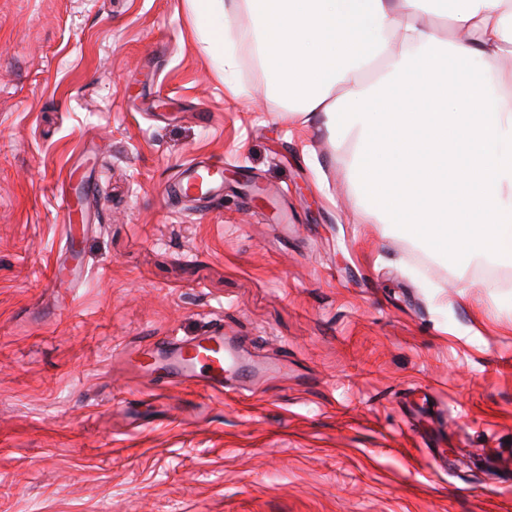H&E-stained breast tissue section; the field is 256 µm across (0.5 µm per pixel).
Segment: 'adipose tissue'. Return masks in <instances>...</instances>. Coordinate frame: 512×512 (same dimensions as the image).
I'll return each instance as SVG.
<instances>
[{
    "label": "adipose tissue",
    "instance_id": "adipose-tissue-1",
    "mask_svg": "<svg viewBox=\"0 0 512 512\" xmlns=\"http://www.w3.org/2000/svg\"><path fill=\"white\" fill-rule=\"evenodd\" d=\"M191 2L198 19L247 7L273 95L354 139L352 171L382 223L452 259L512 265V82L497 68L512 0Z\"/></svg>",
    "mask_w": 512,
    "mask_h": 512
}]
</instances>
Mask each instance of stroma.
I'll list each match as a JSON object with an SVG mask.
<instances>
[{"label": "stroma", "instance_id": "obj_1", "mask_svg": "<svg viewBox=\"0 0 512 512\" xmlns=\"http://www.w3.org/2000/svg\"><path fill=\"white\" fill-rule=\"evenodd\" d=\"M252 29L228 70L188 0H0V512H512V265L379 223ZM198 160L223 197L168 198ZM218 319L287 377L126 368Z\"/></svg>", "mask_w": 512, "mask_h": 512}]
</instances>
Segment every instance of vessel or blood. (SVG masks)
<instances>
[{
    "mask_svg": "<svg viewBox=\"0 0 512 512\" xmlns=\"http://www.w3.org/2000/svg\"><path fill=\"white\" fill-rule=\"evenodd\" d=\"M223 188V168L200 161L186 168L167 193L177 198L197 195L206 199L219 194ZM130 354L135 358L136 368L153 373L155 381H198L206 389L220 393L253 389L261 370L250 339L225 335L220 322L186 340L143 337L133 344Z\"/></svg>",
    "mask_w": 512,
    "mask_h": 512,
    "instance_id": "vessel-or-blood-1",
    "label": "vessel or blood"
}]
</instances>
